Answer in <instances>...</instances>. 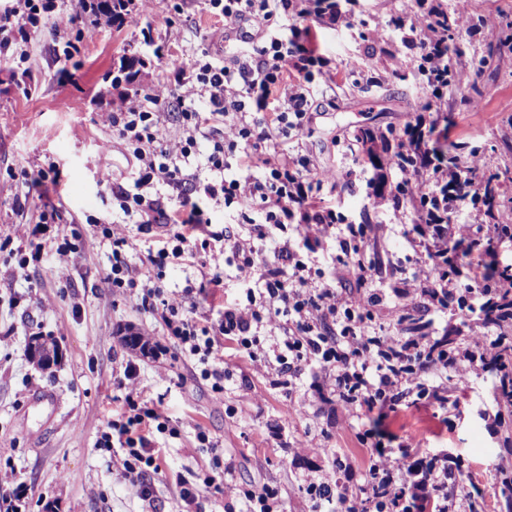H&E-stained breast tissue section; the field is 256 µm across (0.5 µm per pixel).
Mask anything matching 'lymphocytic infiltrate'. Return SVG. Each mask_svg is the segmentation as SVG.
I'll return each instance as SVG.
<instances>
[{
    "label": "lymphocytic infiltrate",
    "instance_id": "1",
    "mask_svg": "<svg viewBox=\"0 0 512 512\" xmlns=\"http://www.w3.org/2000/svg\"><path fill=\"white\" fill-rule=\"evenodd\" d=\"M229 29L253 22L256 32H244L254 45L253 56L229 57L223 66L206 58L190 60L188 81L180 83L182 135L167 133L172 99L156 88L140 99L121 96L109 116L113 131L136 161L132 188L114 187L112 197L125 214H137L141 227L156 226L170 244L149 258L151 272L133 264L129 254L134 240L120 226L104 229L112 240V266L104 278L113 294L132 298L145 313L160 318L168 336L183 355L194 358L200 377L208 381L216 399L224 397V373L215 366L225 342L246 352L259 346L257 328H269L275 338L268 353L255 358L263 368L295 377L314 368V384L321 397L334 399L344 424L371 420V428L358 440L369 452V465L361 475L351 467L310 483L316 500L335 505L336 512H456L458 491L469 475L463 462L428 448L427 437H408L399 449L386 447V421L403 399L414 405L448 407V389L427 384L429 375L449 374L452 382L468 384L490 374L495 378L493 398L498 407H512V337L504 333L512 321V268L500 265L497 248L512 237V226L481 224L477 229L438 212L415 211L416 221L428 226L425 240L414 250L419 272L412 279V295L425 310L449 311L453 323L431 331L423 324H407L396 315L392 329L380 332L374 309L383 301L372 285V262L364 260L360 241L364 227L342 224L334 207L317 202L327 172L311 168L305 154L270 151L274 140L299 137L308 120L311 97L300 82L311 77L316 62L314 36L303 21L327 15L336 25L351 27L353 9L339 0H310L308 8L293 10V0H209ZM99 0H14L0 12V49H12L18 64L30 60L28 45L58 13H66L68 26L56 39V53L73 59L79 53L91 23L99 17ZM295 14L292 39L275 36L271 26L280 14ZM396 31L419 63L453 70L456 81L467 71L456 67L442 44L431 17L420 0H400ZM205 100L207 111L195 103ZM257 115L248 118L247 106ZM210 148L199 154V140ZM202 163L209 178H200L194 165ZM259 165L263 177H226L231 167ZM166 195H159V188ZM239 210L242 219L259 214L249 237L225 235L222 249L205 238L208 219L199 199ZM290 229L310 253H317L329 238H336L346 256L348 273L359 291L342 295L328 283L322 269L303 262L280 244L272 257H264L263 243L270 229ZM475 240L464 254L470 282L461 285L448 268V249ZM196 258L202 280L216 286L219 270L234 261L240 272L256 273V287L245 303L225 305L216 317L198 315L192 299L197 288L187 284L172 292L163 283V270L184 257ZM135 367H127L118 388L125 391L122 420L107 421L100 447L120 446L126 457L118 471L135 493L152 500L156 459L148 436L165 432L169 419L159 405L149 404L138 392Z\"/></svg>",
    "mask_w": 512,
    "mask_h": 512
}]
</instances>
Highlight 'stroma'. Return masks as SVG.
I'll use <instances>...</instances> for the list:
<instances>
[{"label": "stroma", "mask_w": 512, "mask_h": 512, "mask_svg": "<svg viewBox=\"0 0 512 512\" xmlns=\"http://www.w3.org/2000/svg\"><path fill=\"white\" fill-rule=\"evenodd\" d=\"M172 5V0H143L137 22L92 27L71 83L60 81L64 64L52 52L50 28L31 40L30 76L0 56V279L8 278L16 263V226L31 230L37 221V204L23 201L27 170L51 167L60 177L59 193L52 198L58 221L44 226L45 237L95 256L90 267L43 259L30 280H16L11 291L0 294V472H12L23 494L18 512H180V480L201 484L205 475L215 474L219 461L231 467L227 486L221 493L200 492L197 512H247L244 490L263 485L276 491L283 512H323L307 484L334 470L324 449H337L359 469L366 461L357 439L361 425H337L334 405L317 398L309 374L289 385L274 384L246 351L228 341L224 400L216 402L159 320L102 285L112 265V244L103 238L102 227L126 226L135 238L130 260L143 268L161 235L157 228L138 231L136 217L112 200L109 183L129 188L134 179L132 161L107 121L113 98L121 91L142 94L161 83L176 85L190 59L202 52H210L220 66L225 51H252L236 31L228 32L226 41L212 39L220 21L207 0H184L179 14ZM396 6L397 0H357V22L350 29L325 17H308L325 64L306 85L314 105L299 139L316 168L350 176L347 185H324L321 195L344 223L368 229L364 253L378 258L376 285L388 294L375 313L377 326L385 329L399 302L393 288L418 270L404 237L412 219L396 217L392 202H375L367 181L377 169L359 138L365 131L377 138L409 126L429 132L435 102L410 52L394 36L390 20ZM147 22L152 29L145 35L140 26ZM158 46L163 49L159 57L154 54ZM123 64L131 65L136 76L118 90L112 74ZM497 69L494 77L473 74L481 111L461 104L455 87L443 91L442 113L451 120L448 136L483 144L481 169H512V63L500 58ZM370 76L375 84H367ZM222 277L221 286L208 288L200 298V312L245 302L249 283L235 266H225ZM144 331L152 332L157 355H143L126 343V335ZM35 332L57 341L58 365L43 369L29 359L27 341ZM130 361L137 366L138 387L160 402L172 427L150 437L159 450L161 472L149 503L117 477L115 464L123 449L96 446L107 419L124 410V393L115 379ZM490 389L487 378L457 385L459 409L435 419L401 402L392 426V448L423 431L432 448L463 459L475 476L466 487L464 512L476 502L479 512L507 508L492 463L505 437L512 436V413H498ZM290 396L304 402L306 414L287 424L279 408ZM202 429L219 441V449L198 442Z\"/></svg>", "instance_id": "1"}]
</instances>
